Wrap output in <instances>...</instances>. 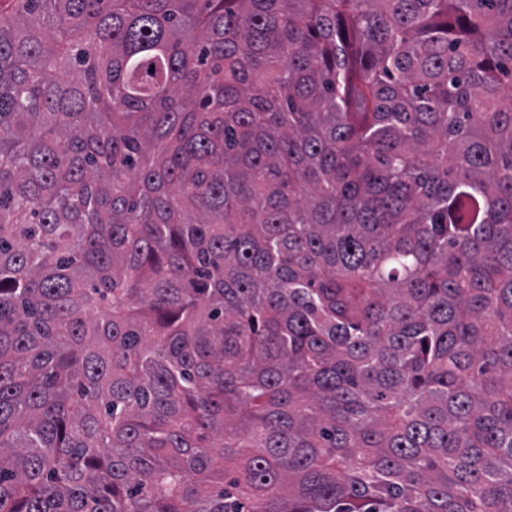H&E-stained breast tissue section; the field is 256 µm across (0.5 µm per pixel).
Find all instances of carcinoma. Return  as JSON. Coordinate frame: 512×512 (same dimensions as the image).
<instances>
[{
  "label": "carcinoma",
  "instance_id": "carcinoma-1",
  "mask_svg": "<svg viewBox=\"0 0 512 512\" xmlns=\"http://www.w3.org/2000/svg\"><path fill=\"white\" fill-rule=\"evenodd\" d=\"M512 0H0V512H512Z\"/></svg>",
  "mask_w": 512,
  "mask_h": 512
}]
</instances>
